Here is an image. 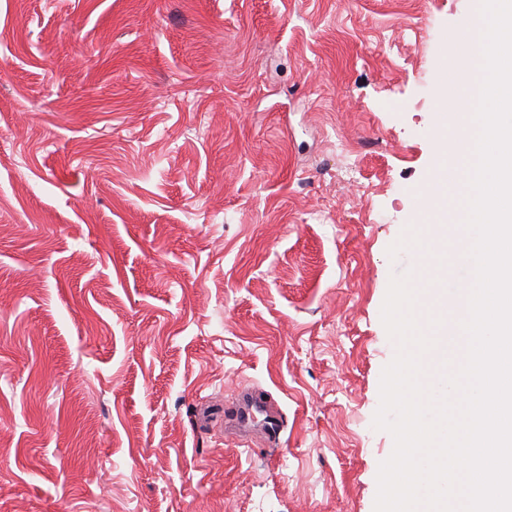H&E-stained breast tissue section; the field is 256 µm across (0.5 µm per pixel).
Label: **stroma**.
<instances>
[{
    "instance_id": "35a3bbf8",
    "label": "stroma",
    "mask_w": 512,
    "mask_h": 512,
    "mask_svg": "<svg viewBox=\"0 0 512 512\" xmlns=\"http://www.w3.org/2000/svg\"><path fill=\"white\" fill-rule=\"evenodd\" d=\"M472 0H0V512H374L387 249ZM262 391L277 445L224 431ZM255 412L264 416L261 429L262 434L272 444H276L283 431L280 414L249 391H242L233 401H225L224 430L226 432L246 431V427L249 421L254 418Z\"/></svg>"
}]
</instances>
